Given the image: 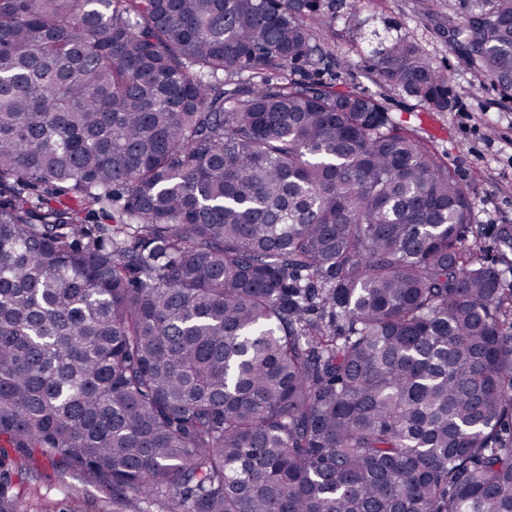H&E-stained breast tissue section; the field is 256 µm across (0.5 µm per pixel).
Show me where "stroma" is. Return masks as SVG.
Here are the masks:
<instances>
[{"label":"stroma","mask_w":512,"mask_h":512,"mask_svg":"<svg viewBox=\"0 0 512 512\" xmlns=\"http://www.w3.org/2000/svg\"><path fill=\"white\" fill-rule=\"evenodd\" d=\"M333 54L337 86L352 85L383 98L400 126L421 137L467 184L474 200V223L483 225L480 254L490 264L512 262V248L501 242L502 227L512 228V98H504L491 79L470 68L448 42L442 24L458 0H364L349 17L351 0H335ZM409 35L421 43L450 77L455 105L426 111L416 100L369 80L364 66L374 49L391 37ZM8 479L22 512H168L165 503L122 500L109 488L37 453L0 447V479Z\"/></svg>","instance_id":"1"}]
</instances>
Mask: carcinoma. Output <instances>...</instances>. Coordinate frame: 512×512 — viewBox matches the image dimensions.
<instances>
[{
  "label": "carcinoma",
  "instance_id": "cac0c4a2",
  "mask_svg": "<svg viewBox=\"0 0 512 512\" xmlns=\"http://www.w3.org/2000/svg\"><path fill=\"white\" fill-rule=\"evenodd\" d=\"M334 35L331 0H0V445L169 512H512V288L448 162L322 78ZM448 40L512 89V0ZM367 70L453 106L409 36Z\"/></svg>",
  "mask_w": 512,
  "mask_h": 512
}]
</instances>
